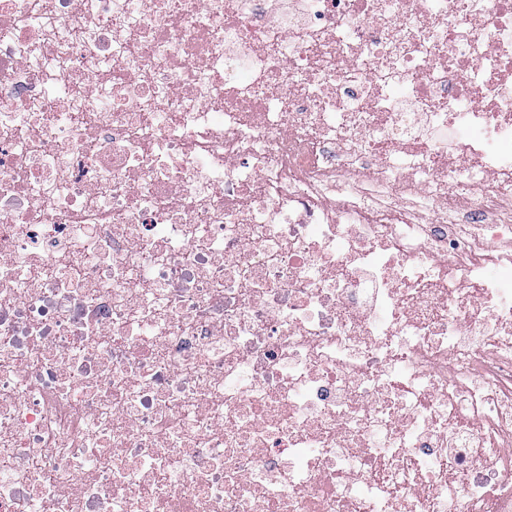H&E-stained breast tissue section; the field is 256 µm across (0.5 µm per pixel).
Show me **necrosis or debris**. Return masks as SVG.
Returning a JSON list of instances; mask_svg holds the SVG:
<instances>
[{"instance_id": "1", "label": "necrosis or debris", "mask_w": 512, "mask_h": 512, "mask_svg": "<svg viewBox=\"0 0 512 512\" xmlns=\"http://www.w3.org/2000/svg\"><path fill=\"white\" fill-rule=\"evenodd\" d=\"M0 512H512V0H0Z\"/></svg>"}]
</instances>
